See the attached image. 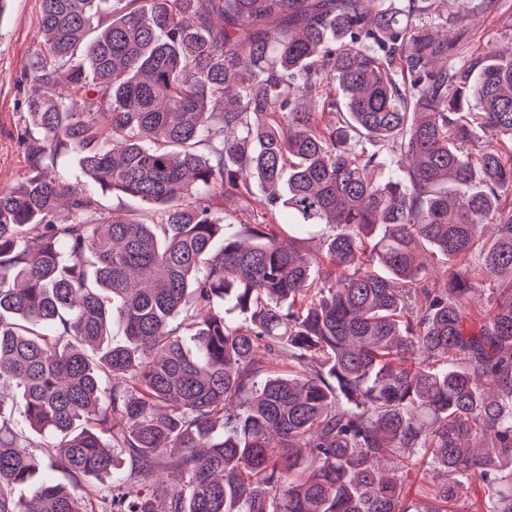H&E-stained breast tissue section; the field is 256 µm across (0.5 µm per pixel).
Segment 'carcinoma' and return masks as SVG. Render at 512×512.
Segmentation results:
<instances>
[{
	"label": "carcinoma",
	"instance_id": "cac0c4a2",
	"mask_svg": "<svg viewBox=\"0 0 512 512\" xmlns=\"http://www.w3.org/2000/svg\"><path fill=\"white\" fill-rule=\"evenodd\" d=\"M418 2L40 0L0 512H472L460 474L512 512V55L453 63L468 0L451 36ZM70 154L146 217L47 177ZM102 204V211L108 215L110 212V215L120 216L121 214L125 213V211H137L143 207L142 203L130 196L122 195V194H116L109 196L107 198L101 199Z\"/></svg>",
	"mask_w": 512,
	"mask_h": 512
}]
</instances>
